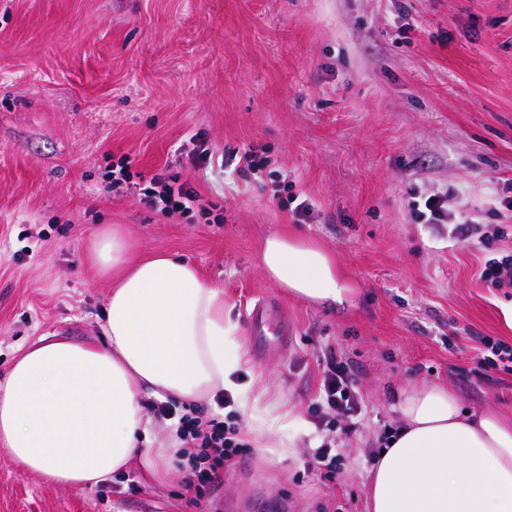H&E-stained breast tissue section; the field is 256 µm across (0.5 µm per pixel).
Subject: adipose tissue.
<instances>
[{"mask_svg":"<svg viewBox=\"0 0 512 512\" xmlns=\"http://www.w3.org/2000/svg\"><path fill=\"white\" fill-rule=\"evenodd\" d=\"M89 258L115 276L105 341L43 339L16 359L0 379V456L79 489L135 463L167 480L178 440L140 447L141 394L212 401L239 393V325L225 311L222 285L173 254L134 258L120 229L100 233ZM261 269L311 302L343 304L355 293L328 250L285 232L265 240ZM393 407L401 422L375 462L371 512H512L511 418L464 411L438 384L395 392Z\"/></svg>","mask_w":512,"mask_h":512,"instance_id":"obj_1","label":"adipose tissue"}]
</instances>
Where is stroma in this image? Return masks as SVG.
<instances>
[{
	"label": "stroma",
	"mask_w": 512,
	"mask_h": 512,
	"mask_svg": "<svg viewBox=\"0 0 512 512\" xmlns=\"http://www.w3.org/2000/svg\"><path fill=\"white\" fill-rule=\"evenodd\" d=\"M248 149L271 165L246 179L229 157ZM126 156L178 174L223 223L109 190ZM431 194L503 221L487 198L512 196V0H0V377L39 338L101 341L112 279L88 249L118 224L136 256L173 253L223 285L260 414L241 416L249 455L197 501L136 466L77 490L0 457V512H368L392 390L444 384L465 410L512 415V373L477 365L482 338L512 346V288L484 282L481 246L451 224L410 220ZM284 228L335 256L350 305L265 278L263 241ZM266 298L293 336L259 357L248 320ZM330 347L364 417L337 435L329 481L304 465Z\"/></svg>",
	"instance_id": "1"
}]
</instances>
